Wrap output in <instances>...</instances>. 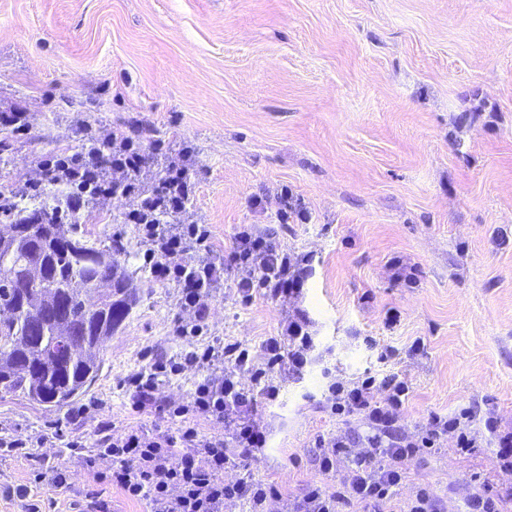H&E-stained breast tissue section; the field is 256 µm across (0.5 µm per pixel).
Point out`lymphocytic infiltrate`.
Masks as SVG:
<instances>
[{
    "label": "lymphocytic infiltrate",
    "mask_w": 512,
    "mask_h": 512,
    "mask_svg": "<svg viewBox=\"0 0 512 512\" xmlns=\"http://www.w3.org/2000/svg\"><path fill=\"white\" fill-rule=\"evenodd\" d=\"M163 140L143 143L113 127L85 134L79 149L55 148L36 155L32 175L18 193L0 192V210L12 209L14 195L38 196L53 190L55 210L71 224H86L108 211L113 200L126 203L124 223L132 225L152 281L171 285L178 310L174 333L184 341L180 354L162 357L129 372L121 381L133 413L165 415L175 430L141 426L116 428L102 404L81 408L70 431L19 434L0 428V454L24 460L35 484L55 493L69 487L63 472L46 476L38 448L52 444L60 455L76 457L93 475L88 512H112L100 487L146 503L148 512H225L243 502L248 512H383L404 479L406 463L454 441L460 453L487 444L502 471L512 473V426L494 410L476 416L463 409L429 414L416 431H402L408 384L399 375L333 378L325 405L344 430L314 440V473L299 492L284 495L278 485L255 477V450L266 447L268 430L258 405L278 401L285 381L303 378L315 341L304 311L281 320L276 335L251 346L208 336L216 293L235 290L244 301L271 303L299 299L312 273L310 254L270 241L255 225H241L231 247L218 245L212 225L187 221L196 192L185 153L169 157L155 187L144 175ZM197 375L186 399L162 393L165 379ZM97 416L92 438L78 425ZM364 433L351 440V422ZM205 423L222 432L202 434ZM108 471H99L100 462Z\"/></svg>",
    "instance_id": "1"
}]
</instances>
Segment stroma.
Wrapping results in <instances>:
<instances>
[{
    "mask_svg": "<svg viewBox=\"0 0 512 512\" xmlns=\"http://www.w3.org/2000/svg\"><path fill=\"white\" fill-rule=\"evenodd\" d=\"M471 92L479 110L456 126ZM15 105L40 135L0 154V189L22 187L36 154L78 146V121L137 119L192 147L193 211L220 242L254 224L312 255L299 306L316 360L263 410L271 436L256 475L289 494L309 479L315 436L339 427L321 406L327 369L405 377L411 432L463 407L512 423V0H0V110ZM284 189L307 221L280 223ZM123 208L113 201L87 229L101 246L121 239L140 301L83 402L103 401L119 428L169 430L170 419L130 414L120 386L145 353L183 347L174 290L149 281ZM280 315L229 290L209 332L254 345ZM417 339L424 349L410 353ZM64 421L0 399V426ZM42 454L70 476L54 512H84L89 472ZM26 484L40 498L23 461L0 457V512H20L7 491ZM420 484L495 494L512 474L494 448L464 456L448 441L409 466L385 512H405Z\"/></svg>",
    "mask_w": 512,
    "mask_h": 512,
    "instance_id": "obj_1",
    "label": "stroma"
}]
</instances>
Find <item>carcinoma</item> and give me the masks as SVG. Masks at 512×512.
Instances as JSON below:
<instances>
[{
	"instance_id": "carcinoma-1",
	"label": "carcinoma",
	"mask_w": 512,
	"mask_h": 512,
	"mask_svg": "<svg viewBox=\"0 0 512 512\" xmlns=\"http://www.w3.org/2000/svg\"><path fill=\"white\" fill-rule=\"evenodd\" d=\"M33 216L0 234V398L65 413L97 381L139 287L124 249L89 243L47 208Z\"/></svg>"
}]
</instances>
